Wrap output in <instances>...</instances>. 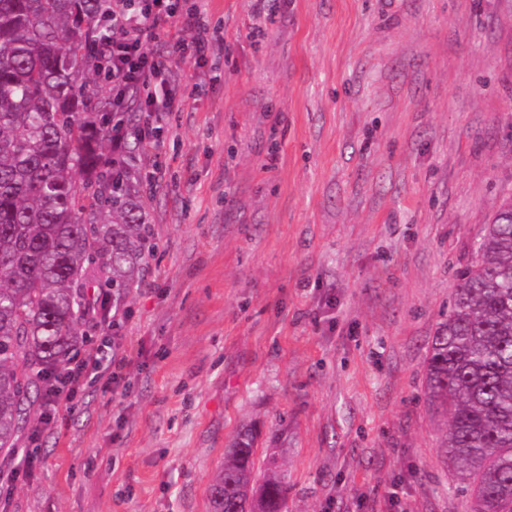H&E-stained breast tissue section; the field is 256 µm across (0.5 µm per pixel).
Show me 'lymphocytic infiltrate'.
<instances>
[{
    "mask_svg": "<svg viewBox=\"0 0 512 512\" xmlns=\"http://www.w3.org/2000/svg\"><path fill=\"white\" fill-rule=\"evenodd\" d=\"M112 24L122 32L121 38L112 43L108 78L117 90L112 104L134 112L150 111L159 90L156 80L167 72L168 65L164 55L146 53L145 44L179 43L183 31L204 28V13L200 5L186 6L180 0H145L136 11L128 0H112ZM100 364V351L93 347L54 372L47 386L44 426H52L60 408L73 406L87 378L97 373Z\"/></svg>",
    "mask_w": 512,
    "mask_h": 512,
    "instance_id": "f902f5d3",
    "label": "lymphocytic infiltrate"
}]
</instances>
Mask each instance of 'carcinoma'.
I'll return each mask as SVG.
<instances>
[{
	"mask_svg": "<svg viewBox=\"0 0 512 512\" xmlns=\"http://www.w3.org/2000/svg\"><path fill=\"white\" fill-rule=\"evenodd\" d=\"M112 42L110 0H0V453L40 414L48 373L85 322L88 289L139 283L149 217L95 99V48ZM425 359L424 395L447 419L442 453L472 512H512V200L457 271ZM257 433L240 431L209 488L211 512H284L275 449L256 479Z\"/></svg>",
	"mask_w": 512,
	"mask_h": 512,
	"instance_id": "cac0c4a2",
	"label": "carcinoma"
}]
</instances>
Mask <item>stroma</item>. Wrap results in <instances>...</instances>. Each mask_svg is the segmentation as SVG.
Masks as SVG:
<instances>
[{"label":"stroma","mask_w":512,"mask_h":512,"mask_svg":"<svg viewBox=\"0 0 512 512\" xmlns=\"http://www.w3.org/2000/svg\"><path fill=\"white\" fill-rule=\"evenodd\" d=\"M207 0L168 51L131 362L23 438L0 512H210L236 432L286 512H470L423 396L456 272L512 197V0Z\"/></svg>","instance_id":"1"}]
</instances>
